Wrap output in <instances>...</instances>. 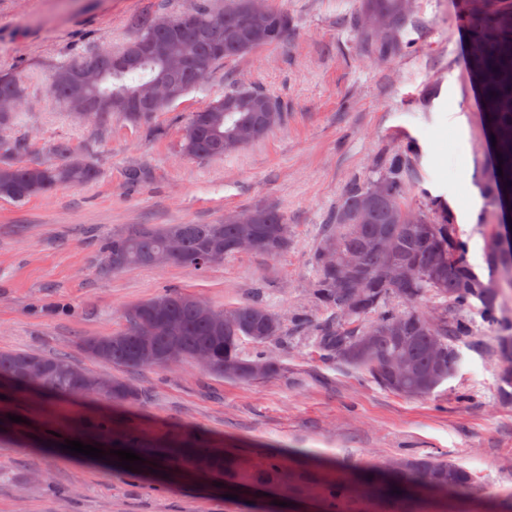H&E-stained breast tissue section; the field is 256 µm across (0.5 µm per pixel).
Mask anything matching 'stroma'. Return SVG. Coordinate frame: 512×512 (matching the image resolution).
<instances>
[{"label": "stroma", "instance_id": "obj_1", "mask_svg": "<svg viewBox=\"0 0 512 512\" xmlns=\"http://www.w3.org/2000/svg\"><path fill=\"white\" fill-rule=\"evenodd\" d=\"M292 27L280 44L225 61L150 124L113 119L98 131L51 95L54 69L74 49L130 37L142 12L176 15L196 0H0V73L26 91L7 137L26 139L23 159L39 161L66 142L88 155L99 180L65 184L17 202L0 197V350L67 354L79 367L122 377L142 392L128 407L156 442L190 431L210 436L233 470L202 477L169 467L130 477L44 447L78 437L87 418L111 413L103 398L7 394L0 399V512H319L327 487L357 471H389L411 457L450 460L474 480L469 498L411 512H512V403L498 393L502 358L495 331L473 314L459 344L456 375L428 397L388 392L366 375L324 358L295 313L325 317L308 296L312 256L346 185L377 176L385 154L412 142L407 204L448 205L468 260L486 274V236L498 214L484 185L490 158L470 84L459 0H412L401 51L364 48L354 26L364 0H268ZM280 99L287 116L263 138L227 155L189 159L179 149L190 112L236 87ZM462 133V167L447 155ZM144 173L128 179L130 169ZM254 207L280 211L290 244L276 256L245 251L197 272L183 266L104 271L100 246L129 224H212ZM191 292L215 308L261 296L285 337L271 345L275 375L239 381L187 363L118 369L90 361L83 336L121 331L130 306L164 288ZM275 481L262 480L269 456Z\"/></svg>", "mask_w": 512, "mask_h": 512}]
</instances>
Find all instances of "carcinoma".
<instances>
[{
  "label": "carcinoma",
  "mask_w": 512,
  "mask_h": 512,
  "mask_svg": "<svg viewBox=\"0 0 512 512\" xmlns=\"http://www.w3.org/2000/svg\"><path fill=\"white\" fill-rule=\"evenodd\" d=\"M407 0H375V6L359 19L363 40L378 53L399 49L397 33L405 20ZM459 24L464 32L466 67L483 115L484 138L490 146L492 174L486 186L489 203L499 214L488 238L500 241L498 251L485 252L489 278L499 289L487 292L483 279L468 261V245L459 236L451 212L439 205L432 211H411L403 201L409 166V148L386 153L379 176L347 184L342 203L321 241L336 238L345 253L359 258L355 274L365 279L363 294L355 293L342 270L325 265L321 248L313 254L314 275L309 295L314 305L330 313L312 323L297 314V325H310L313 347L323 356L365 371L379 387L407 398H423L434 392L458 370L461 355L456 344L472 335L471 312L498 330L497 344L505 363L499 373L502 399L512 401V324L500 316L505 291H512V0H499L489 13L484 0H463ZM291 27L288 13L265 7L251 14V0H231L214 10L209 0L174 17L158 13L137 16L133 32L116 51L99 47L90 55L57 69L50 92L73 110L81 101L93 115V126L104 129L119 116L147 124L166 109L145 103L141 96L161 80L194 88L224 60L282 42ZM148 41L165 44L163 57L132 56L134 48ZM109 53L113 63L89 74L85 82L72 79L76 66L95 62ZM25 98V88L12 76L0 77V127L13 124ZM233 110L224 111V100ZM280 101L257 88H241L224 94L192 112L179 141L180 152L192 159L219 157L255 142L284 121ZM25 150L19 139L0 137V197L23 201L47 195L57 187L85 185L100 177L89 158L66 143L54 144L52 158L21 165L14 156ZM253 224H132L103 241L102 269L116 271L134 266L180 265L201 271L195 262L215 242L224 244V256L239 252L235 244L247 238L262 239L255 251L277 255L288 249V225L275 209L255 208ZM382 236L391 238L392 249L378 247ZM180 241L184 258L165 257L168 240ZM402 262L415 268V275L400 286L384 279L387 267ZM427 300L435 301L429 310ZM207 302L177 288H164L125 311L123 330L106 336H85L79 342L91 360L126 369L164 368L175 362L192 361L196 351L211 353L208 371L236 380H254L251 365L268 363L266 375L278 369L268 345L283 335L280 318L260 299L224 309L232 322L217 326L200 311ZM162 311L171 324L150 347L137 336L139 322ZM257 347L251 356L241 353L243 338ZM400 357L407 372L393 377L386 363ZM42 369L33 379L32 367ZM99 375L79 370L65 354L42 356L28 352L0 351V385L18 392L35 391L48 398L66 395H101L114 403L139 400L137 389L120 379H110L103 394L96 388ZM113 417L103 415L80 424L85 436H109ZM114 448H152L141 430L130 424ZM169 456L202 473L224 469V455L213 449L207 434L172 436L164 444ZM471 474L446 461L429 458L406 461L384 477L363 478L367 495L399 500L423 491L464 493ZM351 487L338 481L328 488L329 512H342Z\"/></svg>",
  "instance_id": "cac0c4a2"
}]
</instances>
